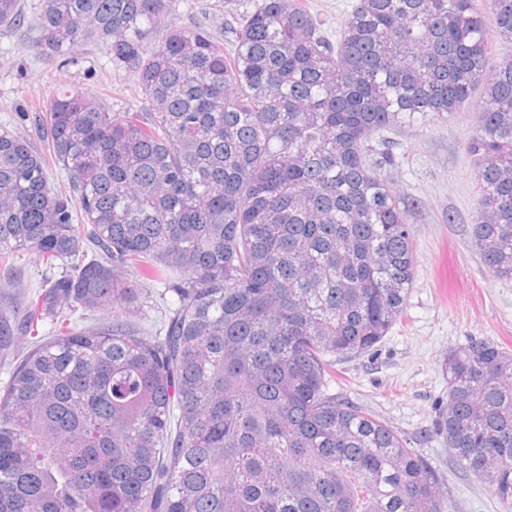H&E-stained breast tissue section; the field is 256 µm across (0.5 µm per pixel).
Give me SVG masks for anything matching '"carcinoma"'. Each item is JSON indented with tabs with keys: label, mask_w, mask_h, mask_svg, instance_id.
I'll list each match as a JSON object with an SVG mask.
<instances>
[{
	"label": "carcinoma",
	"mask_w": 512,
	"mask_h": 512,
	"mask_svg": "<svg viewBox=\"0 0 512 512\" xmlns=\"http://www.w3.org/2000/svg\"><path fill=\"white\" fill-rule=\"evenodd\" d=\"M172 0H0L46 61L107 49L141 108L76 87L0 128V512H450L406 435L336 398V357L402 320L416 244L393 128L481 90L473 246L512 281V0H303L160 33ZM65 175L55 187L50 170ZM61 272L31 293L22 257ZM164 290L157 293L154 285ZM93 325L61 330L77 311ZM437 432L512 512V350L448 352ZM310 11L324 21V28L336 38V29L352 12L357 0H304Z\"/></svg>",
	"instance_id": "1"
}]
</instances>
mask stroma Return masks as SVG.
<instances>
[{
    "mask_svg": "<svg viewBox=\"0 0 512 512\" xmlns=\"http://www.w3.org/2000/svg\"><path fill=\"white\" fill-rule=\"evenodd\" d=\"M222 0H173L171 24L224 33ZM62 87L99 91L114 111L136 107L133 82L105 49L87 46L65 66L38 57L23 31L0 28V125L32 133L36 113ZM478 98L464 112L390 136L385 174L409 203L417 250L407 315L374 350L336 361L330 391L405 433L441 479L452 512H503L488 488L460 471L435 416L448 401L441 362L471 339L512 347V282L496 281L472 245L475 172L464 144L476 132Z\"/></svg>",
    "mask_w": 512,
    "mask_h": 512,
    "instance_id": "1",
    "label": "stroma"
}]
</instances>
